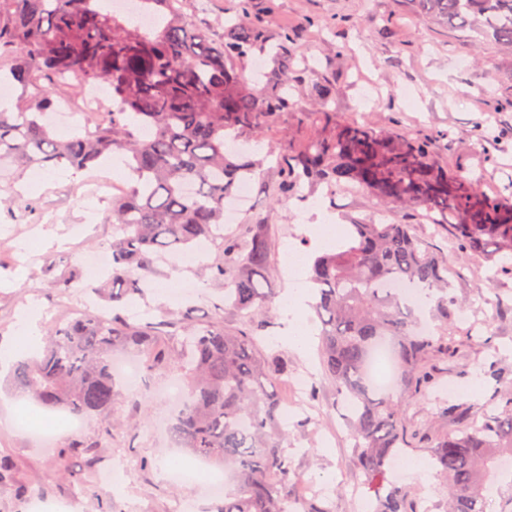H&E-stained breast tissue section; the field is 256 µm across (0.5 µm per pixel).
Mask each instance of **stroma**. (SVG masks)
<instances>
[{"mask_svg":"<svg viewBox=\"0 0 512 512\" xmlns=\"http://www.w3.org/2000/svg\"><path fill=\"white\" fill-rule=\"evenodd\" d=\"M250 11L272 13L281 26L305 28L295 49L310 81L296 87L299 111L315 108L310 82H328L338 112L376 132L429 139L434 163L459 177L478 179L485 192L512 205L511 50L476 39L468 29L425 23L411 13L406 0H251ZM483 124L493 126V141L477 139L475 131ZM106 178L100 168L82 173L57 168L42 185L25 191L10 165L0 166V343L15 341L21 307L34 308L41 325L51 324L50 310L63 299L54 286L55 274L69 271L77 293L99 282L84 258L109 251L112 243ZM278 181L274 163L266 162L252 178L249 198L238 207L235 222L224 227L225 236L242 239L254 225H265L277 294L310 288L307 277L289 275L283 259L291 248L309 258L322 251L311 229L326 215L340 225L373 219L409 224L433 249L450 246L447 226L425 222L421 208H384L364 192L331 195L325 187L307 184L298 196L277 203L273 194ZM25 201L34 202V213H20L18 205ZM38 229L55 232L65 241L44 250L22 249V242ZM179 277L193 282V289L159 301L156 290L168 276L166 266H157L148 278L145 299L130 300L129 308L146 319L191 304L198 318H212L215 305L224 299L223 283L203 279L198 264L187 261L182 262ZM489 292L502 304L493 318L482 303ZM451 293L464 315L449 328V344L464 343L471 327H490L499 366L512 380V276L498 273L483 257L472 256ZM288 359L293 372L309 374L302 406L288 410L291 419L308 421L304 432L289 431L284 442L292 468L331 512H367L371 500L350 463L352 440L343 420L344 406L320 377L318 339H311L307 355L292 351ZM484 360L483 346L473 344L458 361L469 376L454 382L453 401L470 421L489 402V392L465 394L470 379L480 376ZM181 376L178 360L144 373L141 394H127L112 409L113 417L134 424L98 450L103 465L120 464L127 470L114 495L118 512H169L177 502L186 512H198L211 502L196 483L175 484L169 479L171 468L187 453L173 447L158 426L172 413L164 388ZM71 436L70 430L58 429L53 447L47 448L29 429L0 427V455L18 462L42 512H100L109 494L95 483L83 491L73 488L53 474L57 451ZM332 470L338 479L331 488L324 476Z\"/></svg>","mask_w":512,"mask_h":512,"instance_id":"35a3bbf8","label":"stroma"}]
</instances>
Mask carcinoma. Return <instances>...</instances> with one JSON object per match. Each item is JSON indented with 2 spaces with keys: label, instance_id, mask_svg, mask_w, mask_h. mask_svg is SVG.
<instances>
[{
  "label": "carcinoma",
  "instance_id": "1",
  "mask_svg": "<svg viewBox=\"0 0 512 512\" xmlns=\"http://www.w3.org/2000/svg\"><path fill=\"white\" fill-rule=\"evenodd\" d=\"M250 0H236L224 13L220 40L214 25L186 12L187 0H138L152 17L142 26L121 17L111 0H0V81L22 86L26 106L0 112V156H11L19 173L29 168L70 167L87 171L119 156L135 176L112 198V273L88 291L111 304L106 320L88 313L52 324L42 352L17 365L16 387L48 410L99 418L98 440H74L59 452L56 470L80 488L83 459L112 439L123 425L112 418L122 396L112 374V357L137 351L144 367H165L172 349L186 353V400L167 421L171 442L195 458L220 462L236 489L218 499L213 512H331L305 498L300 478L285 456L288 399L271 390L288 375V359L263 350L260 336L275 309L270 288L271 241L262 227L242 240L224 239V202L252 178L262 161L257 143L275 121L291 117L309 132L282 144L277 196L291 197L305 182L332 191L360 189L380 204L414 205L434 224H449L448 254L429 250L408 224H349L336 247L312 258L311 308L321 323V369L348 411L354 442L352 465L373 495L374 512H430L409 488L391 479L394 459L414 442H427L435 475L448 491V512H487L486 483L512 461V382L490 365L502 383L495 408L471 424L428 438L406 419L410 401L434 403L440 378L433 360L448 363L459 349L445 341L458 312L448 274L468 254L482 255L512 273V207L459 179L429 159L427 140L374 132L330 106L332 89L310 86L314 112L295 111L288 72L306 80L294 50L302 31L275 28L253 15ZM424 19L468 28L512 50V0H409ZM255 51L268 52L272 67L252 81L235 63ZM100 81L112 111L86 118L89 129L59 139L44 119L54 108V90ZM219 257L203 264L202 275L224 282V304L208 323L195 307L133 323L127 301L144 294L142 273L157 261L170 263L208 243ZM434 302L438 330H428L417 313L416 294ZM251 322L247 331L224 328V312ZM392 347L399 374L385 393L368 382L372 351ZM27 498L21 472L0 457V493Z\"/></svg>",
  "mask_w": 512,
  "mask_h": 512
}]
</instances>
